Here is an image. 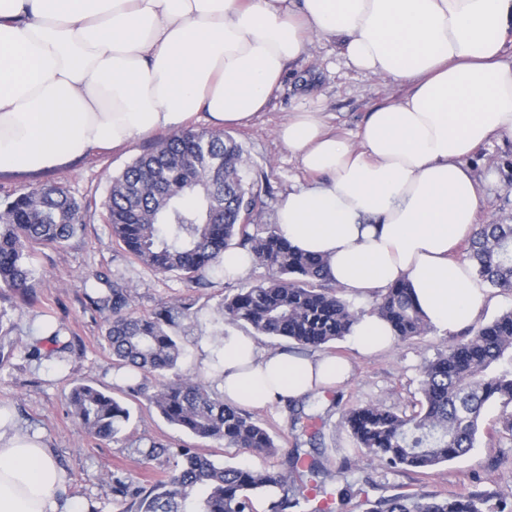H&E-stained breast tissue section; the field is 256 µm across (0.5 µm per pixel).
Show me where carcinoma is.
I'll return each mask as SVG.
<instances>
[{
    "instance_id": "cac0c4a2",
    "label": "carcinoma",
    "mask_w": 512,
    "mask_h": 512,
    "mask_svg": "<svg viewBox=\"0 0 512 512\" xmlns=\"http://www.w3.org/2000/svg\"><path fill=\"white\" fill-rule=\"evenodd\" d=\"M256 181L244 149L233 137L182 129L158 141L112 178L103 203L112 236L142 265L199 283L222 267L224 251L241 247L268 270L265 280L224 297L221 312L233 325L257 336L322 347L348 336L362 313L337 295L327 260L288 242L273 225L251 234L257 206ZM248 202L247 221L239 203ZM86 206L64 188L45 185L18 193L0 207V291L27 302L35 271L29 248L58 246L85 224ZM468 258L489 287L512 285V224H482L471 238ZM93 311L105 315V341L115 368L151 373L153 389L129 377L126 390L142 396L172 425L199 439L256 454L277 447L244 410L224 403L205 382L178 372L182 347L170 328L189 317L193 303H166L151 315L131 310L132 289L104 274L89 277ZM373 313L388 322L396 340L430 329L405 282L379 294ZM420 408L398 414L368 405L349 411L342 426L357 447L390 469L425 471L467 454L477 442L486 408L500 409L512 434V311L470 329L422 370ZM69 409L89 434L118 440L130 413L111 394L75 386ZM172 455L174 469L149 490L112 476L114 492L130 500L124 512H253L258 497L269 512L302 507L285 492L288 476L221 463L192 448L173 450L152 442L145 457ZM283 495H277V491ZM370 512H512L507 496L475 491L443 497L419 490L380 499Z\"/></svg>"
}]
</instances>
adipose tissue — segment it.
<instances>
[{
  "mask_svg": "<svg viewBox=\"0 0 512 512\" xmlns=\"http://www.w3.org/2000/svg\"><path fill=\"white\" fill-rule=\"evenodd\" d=\"M511 33L512 0H0V173L59 168L198 113L246 125L312 37L337 39L349 66L414 90L369 113L353 141L331 135L323 113H290L278 134L315 180L288 193L276 222L327 259L339 286L366 295L409 283L428 322L452 333L490 300L451 255L482 193L468 159L512 139ZM352 340L373 354L395 336L367 315ZM348 377L334 357L224 339L220 392L236 406ZM65 482L40 436L0 417V512H57Z\"/></svg>",
  "mask_w": 512,
  "mask_h": 512,
  "instance_id": "obj_1",
  "label": "adipose tissue"
}]
</instances>
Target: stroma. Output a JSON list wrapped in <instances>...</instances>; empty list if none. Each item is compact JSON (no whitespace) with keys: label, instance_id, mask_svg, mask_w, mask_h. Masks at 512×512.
<instances>
[{"label":"stroma","instance_id":"1","mask_svg":"<svg viewBox=\"0 0 512 512\" xmlns=\"http://www.w3.org/2000/svg\"><path fill=\"white\" fill-rule=\"evenodd\" d=\"M411 90V84L345 66L335 40L314 39L308 54L287 65L281 86L264 112L230 131L244 148L250 175L260 187L255 223L263 229L275 224L277 208L288 192L311 181L277 134L289 113H325L336 132L351 137L369 112ZM148 145V140L136 139L123 148L95 152L35 176L1 174L0 206L20 191L51 184L64 187L81 202L102 203L112 177ZM470 166L484 184L478 223L512 224V142L494 140L483 145L471 157ZM32 253L38 271L34 302L0 296V309L12 324L7 339L15 344L13 356L0 364V409L13 417L19 433L39 434L65 470L67 482L58 493L65 512H121L123 504L112 493L113 476L148 487L167 475L173 459L164 455L146 459L143 446L150 442L186 446L221 462L287 472L289 489L323 490L334 512H367L371 502L421 488L445 496L484 490L512 494V437L495 432L498 409L487 411L483 432L466 455L423 474L380 466L357 449L341 425L346 411L369 404L400 411L417 406L422 367L447 348L451 334L433 329L369 356L354 350L347 338L327 346V353L350 361V380L289 405L277 402L253 410V418L273 436L278 448L276 454L258 455L190 436L167 423L142 397L117 389L112 355L103 339L104 317L89 309L84 279L98 271L132 284V308L139 314L150 313L164 302L193 300L190 318L173 330L183 349L179 367L182 374L214 386L224 336L244 332L243 327L225 322L220 304L225 295L263 280L267 275L263 266L252 265L238 279L225 278L217 270L207 275L205 285L194 287L176 276L155 274L137 262L113 239L110 225L97 213L62 245H36ZM49 322L66 328L64 339L72 349L65 361H58L49 343L37 340ZM35 346L40 353L34 357L30 351ZM81 383L111 393L129 409L131 417L119 440L98 439L71 417L68 397ZM296 454L304 459L319 457L322 477L293 469L289 458Z\"/></svg>","mask_w":512,"mask_h":512}]
</instances>
